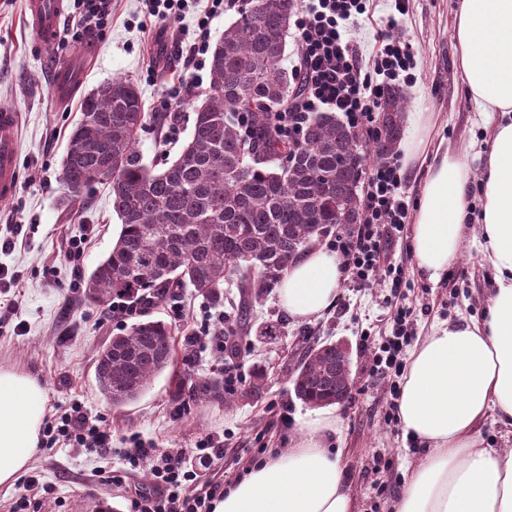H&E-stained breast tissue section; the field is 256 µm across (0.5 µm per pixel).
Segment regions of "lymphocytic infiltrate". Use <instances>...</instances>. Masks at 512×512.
<instances>
[{
  "instance_id": "lymphocytic-infiltrate-1",
  "label": "lymphocytic infiltrate",
  "mask_w": 512,
  "mask_h": 512,
  "mask_svg": "<svg viewBox=\"0 0 512 512\" xmlns=\"http://www.w3.org/2000/svg\"><path fill=\"white\" fill-rule=\"evenodd\" d=\"M367 0H300L296 20L299 93L272 116L275 132L296 138L316 112H339L356 135L366 140L379 136L377 107L393 85L413 86L416 66L412 46L404 39L381 33L371 56H364L353 28L366 11ZM401 166L383 162L371 168L360 200L357 228L339 232L331 243L342 260L347 283L366 288L386 282L392 292L404 286L402 269L388 258V245L409 219V205L400 191ZM410 308L398 306L390 334L374 343L373 371L402 376L404 350L410 343ZM43 433L47 445H73L96 453L112 448V433L99 419L75 404L64 414L47 421ZM134 468L148 466L150 491L135 490V512H210L215 498L223 495L220 484L202 480L200 472L220 449L200 444L194 451L159 450L140 435H130L122 450Z\"/></svg>"
}]
</instances>
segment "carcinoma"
Returning <instances> with one entry per match:
<instances>
[{
  "mask_svg": "<svg viewBox=\"0 0 512 512\" xmlns=\"http://www.w3.org/2000/svg\"><path fill=\"white\" fill-rule=\"evenodd\" d=\"M295 0H242L237 17L210 51V82L194 107L192 132L177 157L160 171L138 147L143 124L161 123L148 113L131 80L101 82L83 96L62 160L61 206L84 205L82 188L101 182L112 167V208L121 221L118 239L82 282L86 301L110 307L114 300L155 305L176 288L193 287L214 305L224 303V283L240 276L243 308L276 284L288 267L332 230L360 220L353 187L369 163L393 153L408 106L405 92L390 88L379 104L382 135L367 145L336 117L320 112L302 139L285 141L270 119L299 89V78L281 66ZM250 113L251 136L233 114ZM347 210L346 223L336 208ZM346 360L328 342L307 349L290 382L295 396L319 407L348 399ZM100 393L120 410L167 374L169 402L232 406L238 389L224 376L192 378L177 367L176 328L141 320L98 353ZM265 372L252 374L247 394L258 401Z\"/></svg>",
  "mask_w": 512,
  "mask_h": 512,
  "instance_id": "1",
  "label": "carcinoma"
}]
</instances>
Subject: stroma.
<instances>
[{"label": "stroma", "mask_w": 512, "mask_h": 512, "mask_svg": "<svg viewBox=\"0 0 512 512\" xmlns=\"http://www.w3.org/2000/svg\"><path fill=\"white\" fill-rule=\"evenodd\" d=\"M207 0H187L182 15L163 25L148 17L143 0H112V17L99 42L98 54L78 62L83 81L67 111H59L49 89V68L31 52L32 33L24 19V0H0V106L19 116L20 179L14 195L0 202V240L12 238L14 249L0 251V266L14 275L11 287L0 290V367L38 379L46 395L47 413L81 404L112 429L113 453L98 455L82 448L56 445L38 449L26 472L52 485L45 507L52 512H132L121 489L105 480V471L124 468L119 450L127 436L137 433L156 448L193 451L209 441L223 448L207 472V479L230 486L252 463L249 449L255 435L266 448L287 447L298 419L309 410L299 400L289 376L305 346L343 341L351 354L350 398L335 405L339 432L331 442L341 452L340 463L356 504V512H392L412 466L424 447L404 436L391 420L390 382L372 372V352L362 338L386 335L396 300L382 286L342 287L339 300L318 317L298 321L282 308L278 288L254 301L249 318L240 315L236 283L226 284L223 310L232 331L244 342L237 359L239 386H247L254 366L266 372L262 400L239 399L233 408L219 403L194 402L188 413L176 415L168 400L167 378L159 376L138 400L121 411L99 394L94 376L96 356L112 336L135 319L162 320L177 329L178 338L201 325L208 303L194 289L184 288L178 299L182 316L171 306L145 308L137 317L108 318L101 307L85 301L81 279L111 250L118 221L106 186H93L83 212L68 213L59 204L57 173L68 135L79 119L84 94L113 77L131 79L148 111H158L168 90L183 76L174 42L191 38ZM457 0H409L406 14L397 16L395 32L412 45L416 83L406 91L408 114L434 115L433 140L467 148L471 184L470 204L478 206L477 180L484 150V125L466 99L457 69L453 37ZM191 132L181 125L176 140L166 141L165 129L154 125L141 131L138 146L150 166L175 155ZM462 246L460 262L451 267L439 286H431L417 271L410 252V234L401 232L389 244V258L402 268L404 303L414 311L412 341L420 343L440 323L480 318L493 273L482 261L473 238ZM84 239L79 260L66 250ZM23 331H16V324ZM275 325V340L259 338L265 325ZM287 420H280V411Z\"/></svg>", "instance_id": "35a3bbf8"}]
</instances>
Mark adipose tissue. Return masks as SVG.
I'll return each mask as SVG.
<instances>
[{
    "instance_id": "obj_1",
    "label": "adipose tissue",
    "mask_w": 512,
    "mask_h": 512,
    "mask_svg": "<svg viewBox=\"0 0 512 512\" xmlns=\"http://www.w3.org/2000/svg\"><path fill=\"white\" fill-rule=\"evenodd\" d=\"M455 40L466 93L486 129L478 216H471L469 169L460 149L426 156V127L413 119L406 156L425 179L411 227L417 270L439 285L460 258L470 219L480 225L479 254L493 270L481 319L447 323L413 351L397 416L404 434L429 453L410 472L393 512H512V450L484 447L489 414L512 424V0H460ZM341 261L314 250L279 286L291 318L321 315L340 294ZM46 396L33 376L0 369V484L13 483L40 444ZM335 414L307 416L276 456L251 465L212 504L213 512H355L338 455L329 448Z\"/></svg>"
}]
</instances>
